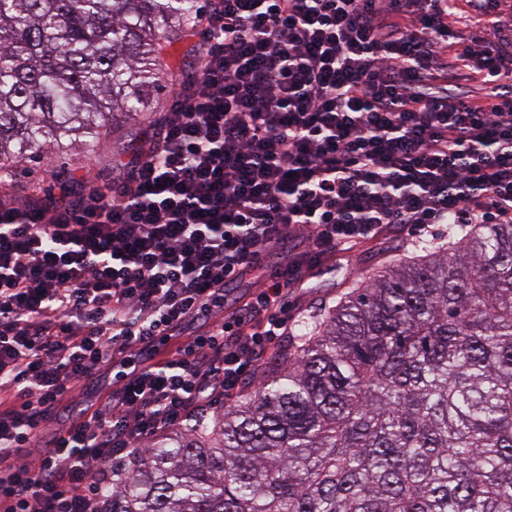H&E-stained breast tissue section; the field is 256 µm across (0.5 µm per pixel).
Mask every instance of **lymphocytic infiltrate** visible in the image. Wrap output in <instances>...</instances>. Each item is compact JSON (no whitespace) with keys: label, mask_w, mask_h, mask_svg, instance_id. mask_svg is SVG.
I'll use <instances>...</instances> for the list:
<instances>
[{"label":"lymphocytic infiltrate","mask_w":512,"mask_h":512,"mask_svg":"<svg viewBox=\"0 0 512 512\" xmlns=\"http://www.w3.org/2000/svg\"><path fill=\"white\" fill-rule=\"evenodd\" d=\"M199 19L204 46L121 180L0 202V512H103L128 479L116 462L239 396L336 247L512 224L499 13L211 0ZM257 269L224 316L225 285ZM111 368L107 397L45 435Z\"/></svg>","instance_id":"lymphocytic-infiltrate-1"}]
</instances>
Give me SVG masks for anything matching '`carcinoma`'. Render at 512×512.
Segmentation results:
<instances>
[{
    "mask_svg": "<svg viewBox=\"0 0 512 512\" xmlns=\"http://www.w3.org/2000/svg\"><path fill=\"white\" fill-rule=\"evenodd\" d=\"M199 0H0V182L113 156ZM259 385L138 450L104 512H512V224L418 241L297 324Z\"/></svg>",
    "mask_w": 512,
    "mask_h": 512,
    "instance_id": "obj_1",
    "label": "carcinoma"
}]
</instances>
